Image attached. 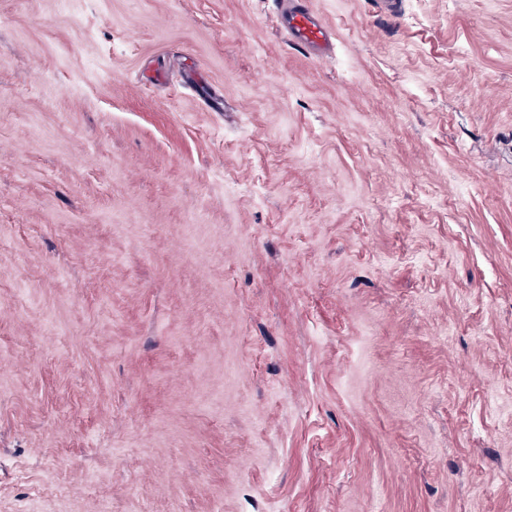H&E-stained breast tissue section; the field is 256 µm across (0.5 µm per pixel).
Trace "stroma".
<instances>
[{
	"label": "stroma",
	"instance_id": "35a3bbf8",
	"mask_svg": "<svg viewBox=\"0 0 512 512\" xmlns=\"http://www.w3.org/2000/svg\"><path fill=\"white\" fill-rule=\"evenodd\" d=\"M0 0V512H512V0ZM278 25L291 42L314 58L324 60L329 46L330 32L324 22L310 9L306 0H290L277 18Z\"/></svg>",
	"mask_w": 512,
	"mask_h": 512
}]
</instances>
